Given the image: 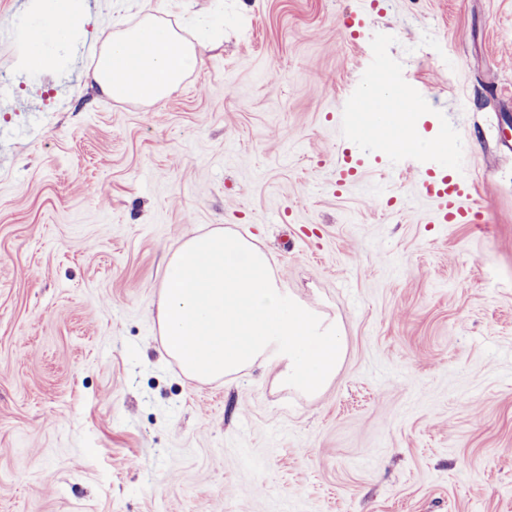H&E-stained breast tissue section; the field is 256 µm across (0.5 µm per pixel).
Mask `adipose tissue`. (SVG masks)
Segmentation results:
<instances>
[{
	"instance_id": "adipose-tissue-1",
	"label": "adipose tissue",
	"mask_w": 512,
	"mask_h": 512,
	"mask_svg": "<svg viewBox=\"0 0 512 512\" xmlns=\"http://www.w3.org/2000/svg\"><path fill=\"white\" fill-rule=\"evenodd\" d=\"M22 36L26 53L20 67L43 72L67 41L80 32V0H32ZM193 42L159 17L145 16L132 27L104 34L92 79L114 99L155 103L166 98L199 64Z\"/></svg>"
}]
</instances>
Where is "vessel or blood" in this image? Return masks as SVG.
Here are the masks:
<instances>
[{"label":"vessel or blood","instance_id":"b4317fda","mask_svg":"<svg viewBox=\"0 0 512 512\" xmlns=\"http://www.w3.org/2000/svg\"><path fill=\"white\" fill-rule=\"evenodd\" d=\"M410 103V96L406 93L383 107L364 99H353L346 131L348 135L370 140L376 148L400 162H408L422 155L441 158L443 151L440 148L423 150L410 140L391 136L388 113L403 111ZM418 188L423 196L436 204L432 223L471 224L476 221L478 212L473 199V186L457 173L423 174L419 178Z\"/></svg>","mask_w":512,"mask_h":512}]
</instances>
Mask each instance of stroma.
<instances>
[{"instance_id": "35a3bbf8", "label": "stroma", "mask_w": 512, "mask_h": 512, "mask_svg": "<svg viewBox=\"0 0 512 512\" xmlns=\"http://www.w3.org/2000/svg\"><path fill=\"white\" fill-rule=\"evenodd\" d=\"M27 2L0 0V95L37 105L0 108V512H512V0H184L171 26L220 3L224 32L153 104L92 49L161 0H84L44 73ZM379 61L476 223H423L416 172L343 130ZM218 227L335 320L321 393L166 355L168 257Z\"/></svg>"}]
</instances>
